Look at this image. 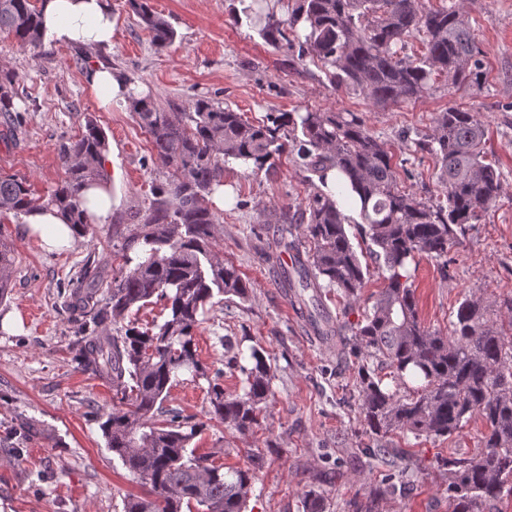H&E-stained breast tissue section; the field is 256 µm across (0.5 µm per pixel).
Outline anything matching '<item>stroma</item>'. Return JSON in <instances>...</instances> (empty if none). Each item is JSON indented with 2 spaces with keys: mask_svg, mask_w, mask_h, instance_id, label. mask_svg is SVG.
Wrapping results in <instances>:
<instances>
[{
  "mask_svg": "<svg viewBox=\"0 0 512 512\" xmlns=\"http://www.w3.org/2000/svg\"><path fill=\"white\" fill-rule=\"evenodd\" d=\"M110 4L114 28L105 49L80 51L48 40L37 50L0 35V69L15 72L20 94L31 100L15 137H0V174L26 178L35 195L46 194L63 177L59 141L81 134L92 115L109 140L105 170L112 186L110 218L51 252L28 236L22 217L0 215V240L17 258L0 322L13 314L22 322L18 329L0 325V512H123L124 496L145 492L105 445L100 420L112 411V387L75 361L65 301L68 283L87 259L107 254L121 264L116 229L148 207L167 171L152 164L151 143L129 108L103 106L95 95L88 76L96 68L118 71L139 96L164 108L180 110L207 96L253 123L271 112L308 108L362 113L404 186L422 198L436 193V169L412 135L426 133L434 113L448 105L477 112L488 156L503 174L502 194L447 261L418 256L412 282L421 319L441 331L464 297L501 306L512 300V0H466L484 62L482 90L452 92L440 81L420 100L385 109L360 92L334 88L316 64L288 69L259 35L268 16L286 19L279 0H149L176 31L163 49L153 45L127 0ZM306 192L286 152L269 172L233 167L224 174L223 192L210 199L222 231L217 248L251 292L245 302L207 306L194 332L197 354L208 372L223 371L224 392L233 396L243 387L235 350L263 351L273 394L258 426L242 434L211 421L208 383L187 370L167 405L202 423L192 446L214 464L242 467L263 457L247 512H302L303 494L312 487L326 490V512H353L354 502L373 498L391 472L410 478L411 490L374 498V512H452L442 460L451 452L476 453L484 425L472 419L449 439L395 435L390 442L404 457H366L370 440L350 397L354 360L342 358L335 338L310 330L308 313L288 286L290 255L266 257L275 223ZM226 339L231 349H224Z\"/></svg>",
  "mask_w": 512,
  "mask_h": 512,
  "instance_id": "1",
  "label": "stroma"
}]
</instances>
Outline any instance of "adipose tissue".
Returning <instances> with one entry per match:
<instances>
[{
  "label": "adipose tissue",
  "mask_w": 512,
  "mask_h": 512,
  "mask_svg": "<svg viewBox=\"0 0 512 512\" xmlns=\"http://www.w3.org/2000/svg\"><path fill=\"white\" fill-rule=\"evenodd\" d=\"M42 22L48 40L76 47L99 48L112 42V9L108 0H45ZM30 234L53 247L73 242L76 229L58 209L35 210L25 216Z\"/></svg>",
  "instance_id": "ef3b65f1"
}]
</instances>
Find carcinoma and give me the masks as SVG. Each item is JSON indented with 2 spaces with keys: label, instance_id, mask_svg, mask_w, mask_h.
<instances>
[{
  "label": "carcinoma",
  "instance_id": "1",
  "mask_svg": "<svg viewBox=\"0 0 512 512\" xmlns=\"http://www.w3.org/2000/svg\"><path fill=\"white\" fill-rule=\"evenodd\" d=\"M129 5L156 47L174 42L175 29L148 0ZM287 7V19H273L260 31L265 44L285 53L294 68L311 60L332 86L359 91L379 108L419 100L441 77L450 90L482 85V54L463 0H441L432 8L422 0H287ZM0 32L22 45L42 46L36 0H0ZM416 34L424 36V52L409 58L404 50ZM17 84L16 73L0 71V114L11 134L22 121L15 101L25 103ZM129 104L150 137L152 161L168 169L169 179L153 190L147 210L131 216L122 270L107 280L112 262L87 260L69 301L78 315L76 360L112 385V413L100 422L106 447L148 486L146 494L124 498L123 512H245L261 459L227 471L210 464L190 448L202 424L164 403L179 373L188 370L208 383L210 419L242 433L258 423L271 395L265 355L252 349L251 366L241 367L243 393L228 397L223 373L209 376L198 360L194 332L215 297L245 301L250 295V283L216 250L220 221L209 197L224 185L228 164L270 170L288 147L309 191L288 225L278 229L274 246L296 247L287 234L290 225H303L311 247L296 256L298 280L289 287L311 288L318 297L323 288H335L346 301L340 319L333 320L324 306L312 324L318 335H334L342 344L351 333L362 355L357 408L375 442L365 454L396 456L399 449L386 443L393 434L450 438L478 417L486 426L479 450L466 457L450 453L445 461L448 490L453 512H499L504 494L512 495V302L505 316L491 301L466 297L444 333L420 319L409 272L418 255L447 258L467 225L480 222L502 194V173L486 158L477 113L451 105L434 114L431 134L417 140L437 167L443 199L433 201L403 189L392 155L356 112L272 113L268 123L256 125L205 96L194 99L188 112H169L133 94ZM286 129L287 142L280 135ZM108 149L105 132L86 117L85 131L59 144L64 177L47 195L36 198L26 179L0 175V213L25 215L54 205L87 231L82 193L107 182L102 160ZM343 193L358 212L359 234L384 280L372 307L355 322L349 316L370 268L349 237L352 217ZM137 244L142 249L134 259L129 251ZM14 267L11 248L0 246V301ZM154 298L167 311L156 330L119 328L133 309ZM372 360L390 368L392 384L369 366ZM410 381L417 387L400 394ZM325 501V491L310 489L303 512H325Z\"/></svg>",
  "mask_w": 512,
  "mask_h": 512
}]
</instances>
